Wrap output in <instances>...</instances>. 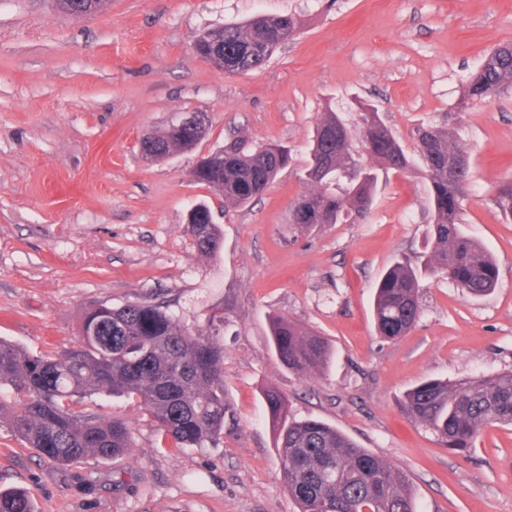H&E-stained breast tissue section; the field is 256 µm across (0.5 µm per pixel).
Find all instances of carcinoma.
<instances>
[{
    "label": "carcinoma",
    "mask_w": 512,
    "mask_h": 512,
    "mask_svg": "<svg viewBox=\"0 0 512 512\" xmlns=\"http://www.w3.org/2000/svg\"><path fill=\"white\" fill-rule=\"evenodd\" d=\"M300 21L291 14L254 16L224 26V72L239 73L264 59L250 57L258 37L294 38ZM512 93V44L490 52L467 79L455 103L459 112L476 102ZM358 135L363 153H351L353 130L330 110L316 123L306 170L309 189L291 209V223L309 229L338 224L370 209L379 171H404L412 160L372 107L362 108ZM415 139L429 183L433 243L423 268L463 293L480 296L495 288L498 267L489 252L463 229L462 181L471 178L467 150L446 125L416 128ZM202 137L172 127L145 137V156L163 162L191 152ZM292 160L281 145H262L236 135L199 163V183L224 198V209L245 207L275 181ZM494 205L512 220V179L502 182ZM186 232L197 252L217 254L223 229L212 209L196 204ZM421 277L408 264H394L378 281L374 301L377 332L395 341L417 324ZM224 317L207 330L192 329L159 303L98 304L80 325L82 346L62 356L32 354L0 338V388L20 400H0V427L8 426L25 446L62 465L110 460L133 447L132 431L88 407L100 395L125 396L147 409L166 447L215 448L232 417L224 399ZM271 347L288 370L308 376L331 359L329 342L282 317L271 320ZM276 437L281 477L298 512H418L407 475L359 447L338 429L316 419L288 415V400L264 392ZM414 422L442 444L465 453L488 426L512 425V371L458 381L428 380L401 402ZM0 512H36L29 495L0 492Z\"/></svg>",
    "instance_id": "carcinoma-1"
}]
</instances>
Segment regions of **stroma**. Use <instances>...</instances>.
<instances>
[{"label":"stroma","instance_id":"stroma-1","mask_svg":"<svg viewBox=\"0 0 512 512\" xmlns=\"http://www.w3.org/2000/svg\"><path fill=\"white\" fill-rule=\"evenodd\" d=\"M288 13L300 32L261 69L230 75L192 53L203 30ZM510 43L512 0H108L89 18L0 0V337L34 354L79 349L80 319L99 303L162 301L192 328L218 314L233 414L219 447L174 451L144 407L95 398L99 414L129 421L134 446L77 467L0 427V489L28 491L37 512H297L268 420L273 388L291 417L402 467L419 512H512L511 426L485 428L460 454L400 409L422 381L512 370V222L492 201L512 178V95L453 109L487 53ZM363 103L411 155L417 127L452 126L472 169L464 228L499 270L479 297L423 278L420 320L396 341L376 333L374 287L431 248L422 171L381 174L363 220L290 221L320 114L354 128ZM189 112L208 117L198 149L147 160L141 138ZM240 132L289 147L292 162L249 207L224 212L190 171ZM202 202L224 232L213 257L186 234ZM274 316L329 341L326 370L302 377L279 361Z\"/></svg>","mask_w":512,"mask_h":512}]
</instances>
